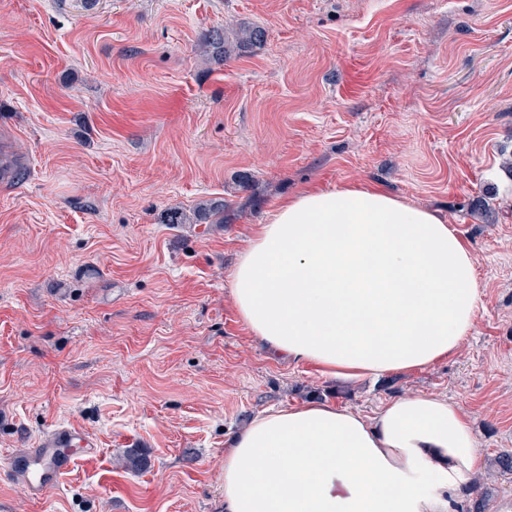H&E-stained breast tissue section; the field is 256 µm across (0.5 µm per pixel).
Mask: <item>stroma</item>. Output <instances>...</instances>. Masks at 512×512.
Instances as JSON below:
<instances>
[{"label":"stroma","instance_id":"obj_1","mask_svg":"<svg viewBox=\"0 0 512 512\" xmlns=\"http://www.w3.org/2000/svg\"><path fill=\"white\" fill-rule=\"evenodd\" d=\"M229 23L264 46L213 56ZM0 136V512H224L225 442L311 400L439 393L512 452V0H0ZM308 184L447 218L481 287L456 354L349 387L248 336L237 256ZM60 425L99 454L29 497L9 462ZM266 41L265 28L258 25H243L236 28H213L205 36V44L212 54L224 60L238 57Z\"/></svg>","mask_w":512,"mask_h":512}]
</instances>
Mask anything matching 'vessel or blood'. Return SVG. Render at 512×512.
<instances>
[{
  "mask_svg": "<svg viewBox=\"0 0 512 512\" xmlns=\"http://www.w3.org/2000/svg\"><path fill=\"white\" fill-rule=\"evenodd\" d=\"M98 447L84 430L61 426L41 437L36 447L14 456L11 478L33 498L62 480L79 459L93 456Z\"/></svg>",
  "mask_w": 512,
  "mask_h": 512,
  "instance_id": "b4317fda",
  "label": "vessel or blood"
}]
</instances>
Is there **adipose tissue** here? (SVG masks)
Segmentation results:
<instances>
[{"instance_id":"obj_1","label":"adipose tissue","mask_w":512,"mask_h":512,"mask_svg":"<svg viewBox=\"0 0 512 512\" xmlns=\"http://www.w3.org/2000/svg\"><path fill=\"white\" fill-rule=\"evenodd\" d=\"M230 294L268 350L355 385L455 353L481 291L438 212L371 186H307L239 254ZM478 436L440 394L364 415L329 401L256 415L224 448V512H453L482 474Z\"/></svg>"}]
</instances>
